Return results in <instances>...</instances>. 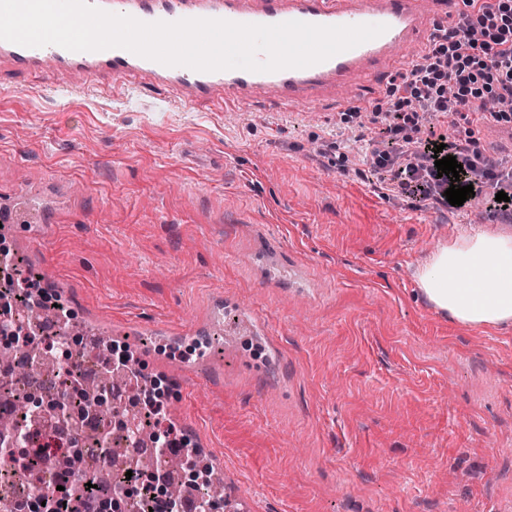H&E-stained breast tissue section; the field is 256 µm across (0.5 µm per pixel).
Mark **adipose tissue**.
Here are the masks:
<instances>
[{
	"mask_svg": "<svg viewBox=\"0 0 512 512\" xmlns=\"http://www.w3.org/2000/svg\"><path fill=\"white\" fill-rule=\"evenodd\" d=\"M418 285L452 323L512 324V237L482 233L441 247L419 272Z\"/></svg>",
	"mask_w": 512,
	"mask_h": 512,
	"instance_id": "obj_1",
	"label": "adipose tissue"
}]
</instances>
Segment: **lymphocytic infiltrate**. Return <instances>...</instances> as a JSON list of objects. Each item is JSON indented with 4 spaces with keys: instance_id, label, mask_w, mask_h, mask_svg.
<instances>
[{
    "instance_id": "1",
    "label": "lymphocytic infiltrate",
    "mask_w": 512,
    "mask_h": 512,
    "mask_svg": "<svg viewBox=\"0 0 512 512\" xmlns=\"http://www.w3.org/2000/svg\"><path fill=\"white\" fill-rule=\"evenodd\" d=\"M470 11L438 27L410 70L371 107V122L381 124L383 148L373 150L377 168L391 172L399 192L446 205L451 181L435 167L437 144L456 157L463 170L459 186H472L487 210L512 212V164L483 156L472 136H458L460 124L512 125V0H470ZM495 102L486 110L485 102ZM507 193L508 202L496 199ZM162 427L157 445L182 448L191 485L208 476L198 467L200 453L191 439L168 422L164 402L151 388L138 390Z\"/></svg>"
}]
</instances>
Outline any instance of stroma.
I'll return each instance as SVG.
<instances>
[{
  "mask_svg": "<svg viewBox=\"0 0 512 512\" xmlns=\"http://www.w3.org/2000/svg\"><path fill=\"white\" fill-rule=\"evenodd\" d=\"M331 105L188 110L159 90L0 86V191L51 210L19 257L50 270L104 329L182 334L230 300L209 338L217 379L165 401L224 466L247 512H501L512 503V326L465 329L420 293L442 246L504 214L390 191ZM280 241L307 290L259 272ZM280 347L225 350L242 317Z\"/></svg>",
  "mask_w": 512,
  "mask_h": 512,
  "instance_id": "obj_1",
  "label": "stroma"
}]
</instances>
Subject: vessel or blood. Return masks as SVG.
Returning <instances> with one entry per match:
<instances>
[{
    "label": "vessel or blood",
    "instance_id": "vessel-or-blood-1",
    "mask_svg": "<svg viewBox=\"0 0 512 512\" xmlns=\"http://www.w3.org/2000/svg\"><path fill=\"white\" fill-rule=\"evenodd\" d=\"M101 9L152 23L180 19H222L241 24L272 25L289 21L322 26L381 25V35L323 62L275 72L229 69L199 72L166 66L121 48L70 51L57 45L25 47L0 40V81L31 74L45 81L66 75L78 82L92 79L112 86L166 89L180 104L196 108L209 104L230 112L244 102L297 107L336 101L347 83L360 86L362 97L379 92L385 77L406 67L403 49L425 43L426 20L466 12L465 0H94Z\"/></svg>",
    "mask_w": 512,
    "mask_h": 512
}]
</instances>
